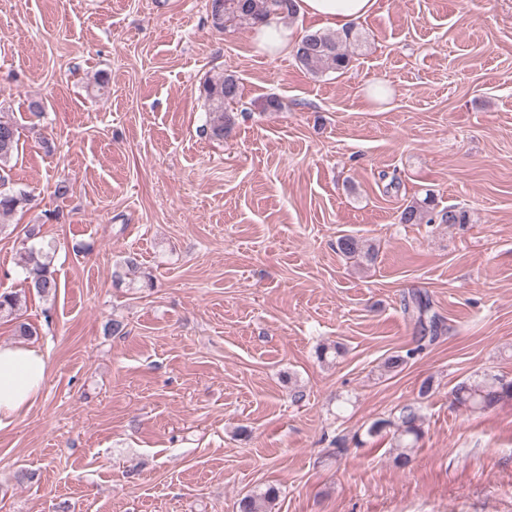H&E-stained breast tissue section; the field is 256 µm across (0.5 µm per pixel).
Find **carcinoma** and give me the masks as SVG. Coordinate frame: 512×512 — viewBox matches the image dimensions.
Here are the masks:
<instances>
[{
    "label": "carcinoma",
    "mask_w": 512,
    "mask_h": 512,
    "mask_svg": "<svg viewBox=\"0 0 512 512\" xmlns=\"http://www.w3.org/2000/svg\"><path fill=\"white\" fill-rule=\"evenodd\" d=\"M210 14L213 27L225 30L228 27L257 26L270 15L283 18L296 17L294 0H211ZM352 29L337 35L322 31H308L294 46L295 58L309 73L318 76L341 71L349 65L348 46ZM208 107L209 120L204 131L216 140L224 136L234 125V105L239 102L238 80L233 74H224L210 79L203 85ZM20 133L16 124L0 115V216H7L32 201L31 195L23 189L8 186V168L18 151ZM402 224H467L469 216L463 209L450 208L435 211L432 195L406 205L399 214ZM340 250L347 256L360 252L373 258V248L364 247L362 240L346 235L339 241ZM54 245L48 243L40 248L23 246L21 266L26 271L29 290L48 299L57 295L58 283L51 271V251ZM25 298L17 292L0 293V316H18ZM404 313L420 327V340L433 342L442 332L440 319L432 313V302L428 296L414 293L403 303ZM452 403L469 409L488 410L501 403L512 401V381L506 382L496 376L485 374L481 377L458 383L451 392ZM421 416L411 405L400 410L396 420H376L368 428L370 436L394 427L399 454L394 459L396 466L406 467L411 462V453L421 437ZM279 496L274 487L260 494L247 495L238 503L239 512H268Z\"/></svg>",
    "instance_id": "obj_1"
}]
</instances>
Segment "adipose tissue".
Masks as SVG:
<instances>
[{"label":"adipose tissue","instance_id":"1","mask_svg":"<svg viewBox=\"0 0 512 512\" xmlns=\"http://www.w3.org/2000/svg\"><path fill=\"white\" fill-rule=\"evenodd\" d=\"M377 0H295L299 16H314L344 28L369 15ZM50 373L48 356L28 342L0 344V430L10 427L42 395Z\"/></svg>","mask_w":512,"mask_h":512}]
</instances>
